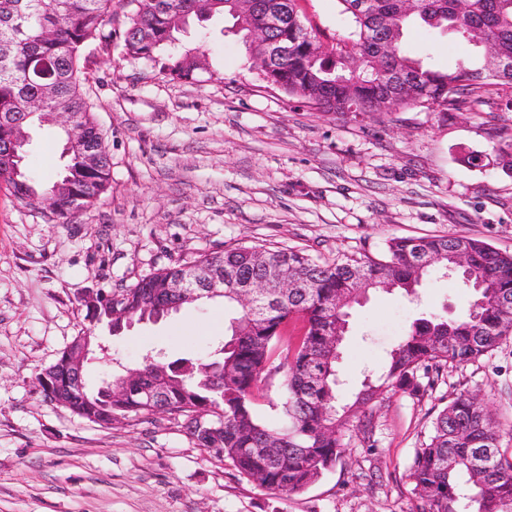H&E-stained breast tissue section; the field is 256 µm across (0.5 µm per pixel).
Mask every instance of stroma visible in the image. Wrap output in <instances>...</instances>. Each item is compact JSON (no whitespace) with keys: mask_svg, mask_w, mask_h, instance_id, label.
Here are the masks:
<instances>
[{"mask_svg":"<svg viewBox=\"0 0 512 512\" xmlns=\"http://www.w3.org/2000/svg\"><path fill=\"white\" fill-rule=\"evenodd\" d=\"M322 38L343 33L336 0H300ZM208 68L176 81L124 59L121 42L89 65L107 134L112 185L68 223L19 202L0 182V512H413L416 448L448 401L467 391L512 427V338L433 386L367 407L373 442L347 432L345 453L306 491L273 494L199 448L168 414L100 426L50 403L38 383L88 323L85 294L134 284L157 268L237 245L306 249L323 259L379 257L394 237L463 235L512 254V89L489 87L460 112L325 113L262 80L232 17L208 21ZM405 45L442 69L469 51L452 33L413 25ZM218 78H211V71ZM25 165L43 183L64 159L30 132ZM478 152L483 164L465 155ZM417 302L376 291L352 311L340 370L351 397L416 318H454L473 294L431 273ZM237 307L198 304L114 334L89 380L149 353L208 356Z\"/></svg>","mask_w":512,"mask_h":512,"instance_id":"1","label":"stroma"}]
</instances>
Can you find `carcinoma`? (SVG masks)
<instances>
[{
    "mask_svg": "<svg viewBox=\"0 0 512 512\" xmlns=\"http://www.w3.org/2000/svg\"><path fill=\"white\" fill-rule=\"evenodd\" d=\"M346 31L327 44L324 56L305 51L304 35L295 30L268 32L288 41V56L274 63L272 78L280 90L323 112L367 111L383 81L413 75L411 92L395 107L429 103L443 112H459L479 101L495 84L484 65H462L454 71L429 67L403 47L405 29L422 23L449 31L467 48L488 43L512 62V0H471L458 14L456 0H415L409 16L398 0H377L374 13L358 8L359 0H338ZM122 29L124 57L159 69L173 80H193L200 69L204 39L192 47L174 43L178 19L196 18L199 0H126ZM112 0H0V152L32 126L50 121L55 108L73 113L91 144L107 146L86 90L90 58L111 54L117 30L112 27ZM238 32L263 23L262 10L235 17ZM392 41L382 48L378 41ZM59 86L57 98L44 108L27 104L43 98V86ZM59 179L44 188L26 169L5 179L13 195L29 206L35 198L56 197L54 221L68 222L72 198L89 207L112 181L109 152L100 164L85 166L79 149L66 154ZM465 252L470 261L467 285L476 299L454 319H415L392 346L376 380L363 382L351 404L339 401L341 350L330 345L335 330L346 333L349 309L371 290L400 289L415 294L433 270L448 275V252ZM224 262V302L240 306L230 323V338L206 358L164 362L147 356L134 367L138 382L123 392L108 391V378L84 381L86 396L77 395L68 410L104 426L129 413L151 412L140 391L161 390L157 406L182 420L195 444L216 449L240 476L264 490L299 494L315 483L345 452L344 430L356 426L369 438V421L361 408L398 391L417 392L419 373L436 374L448 366L479 360L512 337V254L471 237L442 235L394 238L381 258L367 254L341 261L313 257L297 247L274 244L238 245L206 252L191 264ZM171 263L136 283L112 290L118 307L134 318L145 316L141 299L164 298L163 283ZM273 279L301 283L271 301L249 305L244 289ZM294 319L303 334L288 341ZM283 373L279 402L265 401L262 383ZM266 405L273 414H264ZM503 431L494 414L472 395H455L433 421L427 439L416 449L407 477L417 495L416 512H512V457L502 450ZM275 448L273 456L264 453Z\"/></svg>",
    "mask_w": 512,
    "mask_h": 512,
    "instance_id": "1",
    "label": "carcinoma"
}]
</instances>
